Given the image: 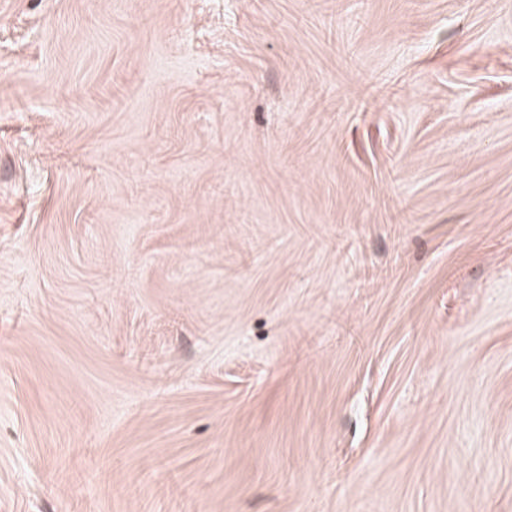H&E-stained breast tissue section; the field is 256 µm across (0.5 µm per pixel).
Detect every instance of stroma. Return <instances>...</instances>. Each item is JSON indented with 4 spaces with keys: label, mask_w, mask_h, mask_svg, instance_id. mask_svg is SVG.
Returning <instances> with one entry per match:
<instances>
[{
    "label": "stroma",
    "mask_w": 512,
    "mask_h": 512,
    "mask_svg": "<svg viewBox=\"0 0 512 512\" xmlns=\"http://www.w3.org/2000/svg\"><path fill=\"white\" fill-rule=\"evenodd\" d=\"M0 512H512V0H0Z\"/></svg>",
    "instance_id": "35a3bbf8"
}]
</instances>
